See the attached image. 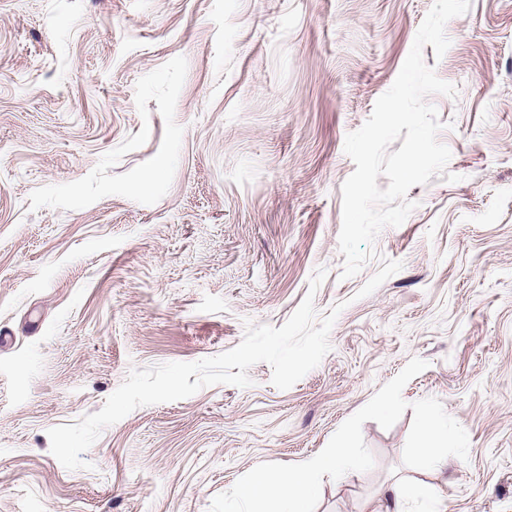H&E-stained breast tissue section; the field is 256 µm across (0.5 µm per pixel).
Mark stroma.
<instances>
[{
    "instance_id": "obj_1",
    "label": "stroma",
    "mask_w": 512,
    "mask_h": 512,
    "mask_svg": "<svg viewBox=\"0 0 512 512\" xmlns=\"http://www.w3.org/2000/svg\"><path fill=\"white\" fill-rule=\"evenodd\" d=\"M433 0H0V512H209L254 466L297 463L411 358L367 472L315 512H375L411 403L437 398L469 458L434 478L448 512H512V0H472L423 58L451 151L341 279L345 137L394 82ZM330 352L287 390L272 369L136 409L69 470L49 429L101 409L134 368L279 327L317 268Z\"/></svg>"
}]
</instances>
